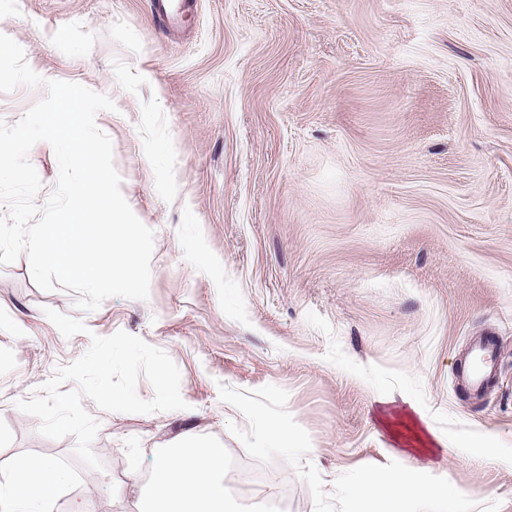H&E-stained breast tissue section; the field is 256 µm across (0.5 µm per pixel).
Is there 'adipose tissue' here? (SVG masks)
Instances as JSON below:
<instances>
[{
    "mask_svg": "<svg viewBox=\"0 0 512 512\" xmlns=\"http://www.w3.org/2000/svg\"><path fill=\"white\" fill-rule=\"evenodd\" d=\"M29 488L0 482V512H52L63 481L59 466L38 461L26 473ZM141 512H229L224 490V451L185 443L159 455L149 483L135 485Z\"/></svg>",
    "mask_w": 512,
    "mask_h": 512,
    "instance_id": "1",
    "label": "adipose tissue"
}]
</instances>
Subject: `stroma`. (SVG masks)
Wrapping results in <instances>:
<instances>
[{"mask_svg":"<svg viewBox=\"0 0 512 512\" xmlns=\"http://www.w3.org/2000/svg\"><path fill=\"white\" fill-rule=\"evenodd\" d=\"M0 33L43 78L114 101L96 122L155 233L148 299L92 313L37 287L27 256L0 265V475L56 462L68 512L76 441L15 403L123 330L170 356L193 414L83 398L103 463L87 512H137L112 487L187 431L223 449L236 512H315L290 464L227 428L248 422L220 386L270 384L325 491L393 460L512 512V0H193L175 36L153 0H0ZM48 307L86 332L64 337ZM479 335L502 363L474 400L455 370Z\"/></svg>","mask_w":512,"mask_h":512,"instance_id":"obj_1","label":"stroma"}]
</instances>
